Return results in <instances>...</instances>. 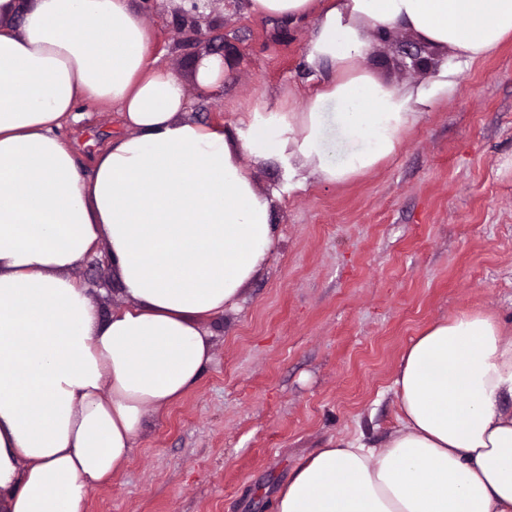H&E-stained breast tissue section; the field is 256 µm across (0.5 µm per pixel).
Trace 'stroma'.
<instances>
[{
  "mask_svg": "<svg viewBox=\"0 0 512 512\" xmlns=\"http://www.w3.org/2000/svg\"><path fill=\"white\" fill-rule=\"evenodd\" d=\"M220 15L216 44L230 69L208 95L194 86L172 0L144 15L154 55L183 79L198 122L233 130L245 112L301 103L328 77L306 61L311 25L279 33L243 0ZM419 48L398 30L374 39L364 63L397 85L445 66L454 87L376 169L282 193L276 248L238 308L210 324L201 379L149 414L129 461L90 492L85 512H274L301 457L345 436L384 443L401 354L427 324L481 309L512 326V38L471 65L433 48L416 68ZM83 110L64 134L87 173L121 120L113 108ZM74 274L104 288L103 313L124 304L111 265L86 261Z\"/></svg>",
  "mask_w": 512,
  "mask_h": 512,
  "instance_id": "stroma-1",
  "label": "stroma"
}]
</instances>
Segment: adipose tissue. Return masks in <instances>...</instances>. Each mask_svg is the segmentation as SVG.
<instances>
[{"label":"adipose tissue","mask_w":512,"mask_h":512,"mask_svg":"<svg viewBox=\"0 0 512 512\" xmlns=\"http://www.w3.org/2000/svg\"><path fill=\"white\" fill-rule=\"evenodd\" d=\"M312 21L331 74L302 108L255 107L234 131L190 115L153 57L133 0H0V512H83L128 459L147 415L211 361L203 321L235 307L277 242V159L289 189L343 185L392 157L437 96L364 66L397 30L484 59L512 37V0H248ZM87 101L118 106L124 135L83 174L59 131ZM105 247L127 298L103 314L72 274ZM383 447L341 437L304 457L276 512H512V330L480 309L430 323L392 384ZM282 174L283 170L281 165L275 159H271L255 167L256 181L263 188H282Z\"/></svg>","instance_id":"1"}]
</instances>
